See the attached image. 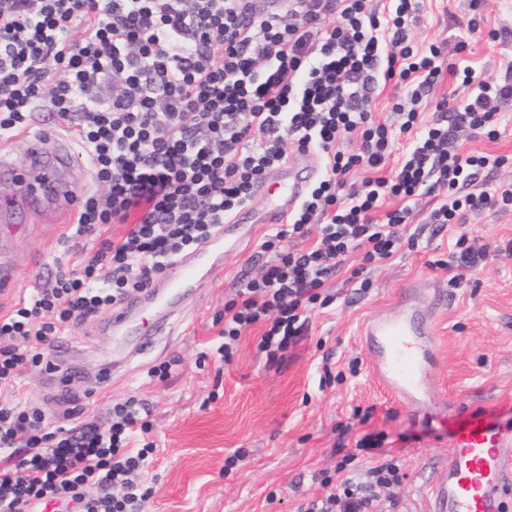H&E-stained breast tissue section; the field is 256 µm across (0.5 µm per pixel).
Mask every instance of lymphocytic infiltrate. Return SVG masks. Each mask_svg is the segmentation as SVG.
<instances>
[{"label":"lymphocytic infiltrate","instance_id":"lymphocytic-infiltrate-1","mask_svg":"<svg viewBox=\"0 0 512 512\" xmlns=\"http://www.w3.org/2000/svg\"><path fill=\"white\" fill-rule=\"evenodd\" d=\"M250 2L0 0V139L25 130L34 112H52L104 187L78 210L77 236L127 227L0 314V512L48 500L73 503L75 512H141L154 448L133 441L152 429L147 403L130 396L110 404L106 427L76 405L80 423L54 429L40 407L17 398V380L64 331L216 235L289 148L314 150L324 172L287 226L262 242L271 260L225 302L219 353L227 362L254 327L268 359L297 343L308 312L333 302L329 283L342 271L359 290L371 288L366 272L400 248L419 191L436 196L429 220L440 225L512 201L511 189L477 187L504 157L458 147L464 130L497 138V106L512 99V83L464 76L467 101L440 100L438 119L419 126L417 107L443 62L437 46L414 49V0H393L384 14L372 0H289L287 12L273 14L253 12ZM107 82L115 92H101ZM388 83L408 89L390 100L395 128L373 112ZM398 131L412 140L388 176ZM358 170L366 176L355 185ZM388 198L397 207L384 208ZM313 231L309 247L284 244ZM354 254L361 263L351 269ZM347 466L337 464L334 488L306 512H374L382 489L397 508V464L375 463L364 485Z\"/></svg>","mask_w":512,"mask_h":512}]
</instances>
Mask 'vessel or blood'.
<instances>
[{"label":"vessel or blood","instance_id":"b4317fda","mask_svg":"<svg viewBox=\"0 0 512 512\" xmlns=\"http://www.w3.org/2000/svg\"><path fill=\"white\" fill-rule=\"evenodd\" d=\"M72 160L62 136L38 133L27 141L24 163L1 154L0 170L11 172L18 202L29 208L49 202L61 212L72 208L75 198L79 176ZM319 169L317 156L307 152L302 159H288L272 170L268 181L260 185L268 196L259 215L261 223H286ZM203 262L210 272L222 269L210 245H203L147 288L155 306L166 307L170 298L191 286ZM445 301L438 289L425 305L413 304L411 295L406 294L361 328L375 374L403 402H418L427 392V372L435 360L434 316ZM430 498V512H505L506 501L512 498V429L492 425L479 410H471L468 424L452 440L448 476L431 486Z\"/></svg>","mask_w":512,"mask_h":512}]
</instances>
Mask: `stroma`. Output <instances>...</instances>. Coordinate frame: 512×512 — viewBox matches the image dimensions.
Here are the masks:
<instances>
[{"label":"stroma","instance_id":"stroma-1","mask_svg":"<svg viewBox=\"0 0 512 512\" xmlns=\"http://www.w3.org/2000/svg\"><path fill=\"white\" fill-rule=\"evenodd\" d=\"M419 5V51L434 44L442 47L444 64L498 79L512 76V0ZM473 17L479 22L474 31L468 27ZM498 128L497 139L467 132L460 141L466 152L508 156L488 176L490 188L512 184V100L501 105ZM430 207V196L417 197L404 229L406 244L372 271L367 293L335 279V303L312 311L307 336L281 361L268 362L257 351L255 329L241 337L232 362L218 353L225 300L243 275L255 274L267 259L260 249L268 233L263 227L241 250L222 249V275L200 273L150 349L136 351L134 333L114 336L110 312L100 313L65 338V359L80 369L68 393H60L55 375L40 363L20 377L18 397L44 408L53 426L66 428L74 421L63 414L65 398L100 416L127 395L145 399L156 452L146 473L153 494L142 512H304L346 450L355 454L348 472L360 482L367 481L375 458L396 462L402 474L399 512H428L427 493L445 476L450 441L467 424V407L480 406L490 424L512 427V207L470 213L464 225L439 231L426 222ZM462 228L488 246L483 267L454 262L453 243ZM71 232V222L55 223L37 212L19 215L13 226L0 223V259L23 265L14 286L0 290V309L42 287L56 266L76 268L81 251L100 243L96 237L71 239ZM438 259L447 268H432ZM410 282L443 289L447 300L436 317V360L428 373L437 400L404 406L375 378L359 330ZM106 359L112 362L107 383L99 374ZM163 363L171 366L168 376H151ZM327 364L343 373L330 386L322 383ZM370 406L375 412L365 423H352L356 408ZM346 422L351 431H343ZM367 436L380 439L377 452L358 447ZM233 456L236 466L225 470Z\"/></svg>","mask_w":512,"mask_h":512}]
</instances>
